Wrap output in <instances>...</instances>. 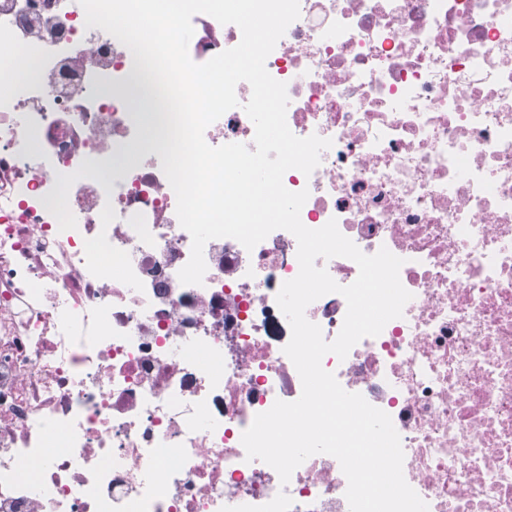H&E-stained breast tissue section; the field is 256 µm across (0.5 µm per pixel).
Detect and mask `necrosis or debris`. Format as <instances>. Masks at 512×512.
<instances>
[{"label": "necrosis or debris", "mask_w": 512, "mask_h": 512, "mask_svg": "<svg viewBox=\"0 0 512 512\" xmlns=\"http://www.w3.org/2000/svg\"><path fill=\"white\" fill-rule=\"evenodd\" d=\"M192 24L197 63L242 38ZM2 35L0 512H220L282 490L290 512H349L334 457L284 486L241 443L302 392L276 303L294 235L210 240L203 284H182L192 239L160 155L120 158L161 111L131 51L79 0H0ZM266 69L290 130L332 141L283 176L309 192L302 223L403 258L412 295L323 368L391 417L429 512H512V0H300ZM236 95L210 146L252 145L250 85ZM346 309L330 293L305 315L330 341Z\"/></svg>", "instance_id": "obj_1"}]
</instances>
